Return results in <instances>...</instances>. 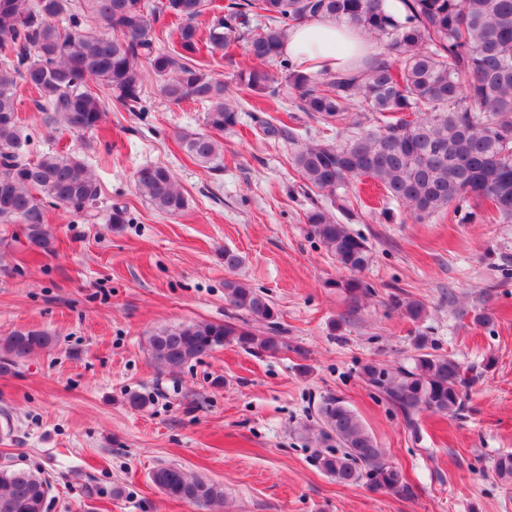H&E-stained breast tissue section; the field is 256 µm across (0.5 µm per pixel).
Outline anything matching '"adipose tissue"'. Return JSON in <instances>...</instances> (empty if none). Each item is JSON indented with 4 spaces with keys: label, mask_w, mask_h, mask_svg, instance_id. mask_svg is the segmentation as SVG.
Returning a JSON list of instances; mask_svg holds the SVG:
<instances>
[{
    "label": "adipose tissue",
    "mask_w": 512,
    "mask_h": 512,
    "mask_svg": "<svg viewBox=\"0 0 512 512\" xmlns=\"http://www.w3.org/2000/svg\"><path fill=\"white\" fill-rule=\"evenodd\" d=\"M284 50L305 71L316 72L347 68L355 59L367 55L370 46L344 24L325 19L309 22L291 32Z\"/></svg>",
    "instance_id": "ef3b65f1"
}]
</instances>
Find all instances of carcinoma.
<instances>
[{
	"label": "carcinoma",
	"instance_id": "obj_1",
	"mask_svg": "<svg viewBox=\"0 0 512 512\" xmlns=\"http://www.w3.org/2000/svg\"><path fill=\"white\" fill-rule=\"evenodd\" d=\"M401 3L397 13L388 0H229L217 11L210 0H164L158 11L148 8L147 0H0V223L25 225L29 243L51 252L44 200L91 223L100 194L95 170L77 155L28 156L33 135L23 131L18 116V83L39 94L36 105L49 113L48 124L84 132L100 126L105 112L103 98L89 83H100L118 104L131 107L141 102L148 72L160 80L168 101L207 105L205 131L178 134L186 154L207 166L220 154L212 132L234 127L239 110L224 95V83L203 71L198 56L240 42L257 62L236 75L240 88L265 97L285 86L296 92L297 111L341 125L355 110L376 117V126L343 139L295 147L293 164L308 190L333 197L366 177L417 222L468 200L486 203L502 221L512 222V0ZM159 14L176 25L170 50L155 42ZM205 14L203 31L198 19ZM316 18L348 24L379 43L382 52L359 58L348 70L298 69L284 53L288 34ZM268 63L278 65L281 75L264 68ZM410 114L414 119H407ZM262 132L295 141L286 125L267 123ZM136 187L163 214L185 208L172 172L161 165L139 169ZM306 223L350 273L332 286L357 303L367 292L356 277L371 260L365 239L318 205L306 214ZM224 295L250 321H198L152 332L146 344L158 370L173 372L226 345L268 355L287 347L278 334V312L263 292L227 279ZM51 342L38 330L1 338L0 372ZM363 376L409 421L421 410L456 412L468 384L460 362L431 353L419 354L408 368L367 364ZM318 420L320 435L336 442V448L316 456L321 470L346 485L363 483L373 492L413 497L402 472L343 400H325ZM494 469L512 482V454L499 456ZM150 479L173 499L206 509L224 503L222 485L176 464L156 467ZM48 489L39 473L1 467L0 512H45Z\"/></svg>",
	"mask_w": 512,
	"mask_h": 512
}]
</instances>
